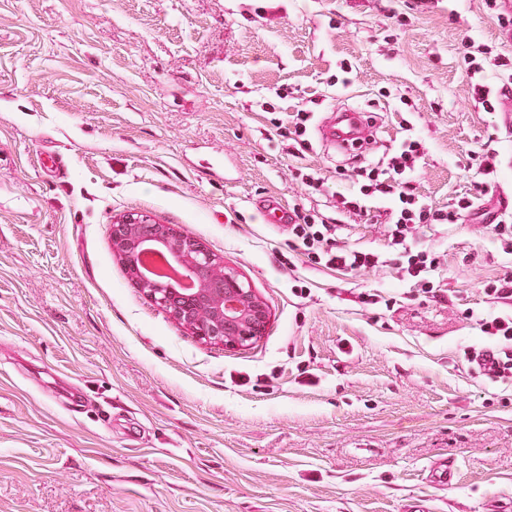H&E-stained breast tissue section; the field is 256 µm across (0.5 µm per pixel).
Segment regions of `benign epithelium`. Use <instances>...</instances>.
<instances>
[{
  "label": "benign epithelium",
  "mask_w": 512,
  "mask_h": 512,
  "mask_svg": "<svg viewBox=\"0 0 512 512\" xmlns=\"http://www.w3.org/2000/svg\"><path fill=\"white\" fill-rule=\"evenodd\" d=\"M112 246L130 280L178 325L201 339L238 349L265 335L269 311L264 301L198 240L169 224L128 216L112 225ZM146 248L168 254L195 287L178 288L149 278L138 262Z\"/></svg>",
  "instance_id": "1"
}]
</instances>
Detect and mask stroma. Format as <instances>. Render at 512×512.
Wrapping results in <instances>:
<instances>
[{"label": "stroma", "mask_w": 512, "mask_h": 512, "mask_svg": "<svg viewBox=\"0 0 512 512\" xmlns=\"http://www.w3.org/2000/svg\"><path fill=\"white\" fill-rule=\"evenodd\" d=\"M512 11L487 0H0V512H512V379L473 369L490 232L512 193ZM485 85L487 99L474 93ZM370 113L357 152L331 109ZM311 113L308 147L290 137ZM437 294L394 266L329 269L263 219L279 197L384 251L389 200L336 206L407 138ZM496 157L494 175L471 150ZM56 154L60 166L44 165ZM321 190H300L297 168ZM175 225L269 310L254 344L201 340L129 280L112 225ZM364 293L392 296L367 305ZM460 469L441 486L434 469ZM372 132V121L365 119L360 111L351 108L333 110L318 125L321 140L338 149H347L350 144L365 142L371 137Z\"/></svg>", "instance_id": "obj_1"}]
</instances>
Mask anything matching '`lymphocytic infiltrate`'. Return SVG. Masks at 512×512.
I'll use <instances>...</instances> for the list:
<instances>
[{"instance_id":"1","label":"lymphocytic infiltrate","mask_w":512,"mask_h":512,"mask_svg":"<svg viewBox=\"0 0 512 512\" xmlns=\"http://www.w3.org/2000/svg\"><path fill=\"white\" fill-rule=\"evenodd\" d=\"M424 156L425 147L420 140L405 141L388 155L383 168L374 167L364 172L365 183L359 193L338 199L342 208L355 213L362 211L366 196L394 200L395 207L386 230L385 253L339 246L336 225L318 222L315 215L307 212L299 214L296 224L289 227L297 248L317 264L352 273L373 270L390 262L402 280L415 282L424 292H435L432 274L440 266L441 258L433 251L418 247L417 232L426 224L455 223L461 212L471 208L472 201L461 198L447 211L421 205L411 175ZM476 322L481 332L494 343L498 358L494 366L495 376L512 372V313L482 315Z\"/></svg>"}]
</instances>
